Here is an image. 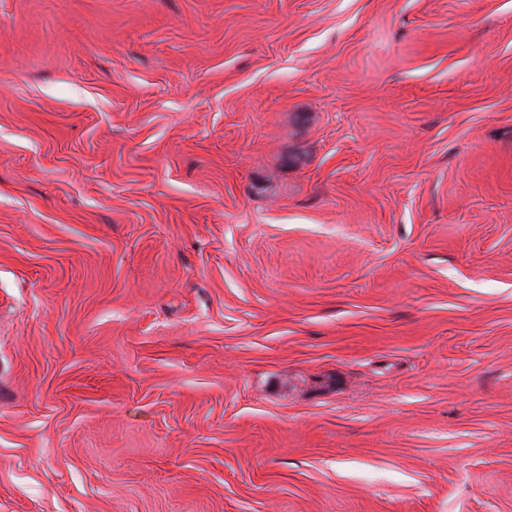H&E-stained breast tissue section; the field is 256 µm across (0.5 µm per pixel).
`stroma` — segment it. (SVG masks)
Wrapping results in <instances>:
<instances>
[{
	"mask_svg": "<svg viewBox=\"0 0 512 512\" xmlns=\"http://www.w3.org/2000/svg\"><path fill=\"white\" fill-rule=\"evenodd\" d=\"M0 512H512V0H0Z\"/></svg>",
	"mask_w": 512,
	"mask_h": 512,
	"instance_id": "35a3bbf8",
	"label": "stroma"
}]
</instances>
